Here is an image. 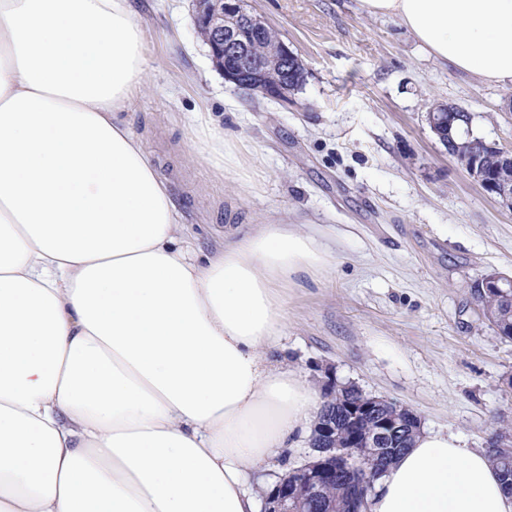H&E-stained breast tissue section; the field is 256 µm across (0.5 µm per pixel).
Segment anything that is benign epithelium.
I'll list each match as a JSON object with an SVG mask.
<instances>
[{"instance_id": "benign-epithelium-1", "label": "benign epithelium", "mask_w": 512, "mask_h": 512, "mask_svg": "<svg viewBox=\"0 0 512 512\" xmlns=\"http://www.w3.org/2000/svg\"><path fill=\"white\" fill-rule=\"evenodd\" d=\"M197 34L209 49V56L224 80L247 90L255 96L278 102L283 106L294 104L295 89L286 80L274 81L268 73L287 63L292 72L303 65L284 41H279L271 55L254 65L249 55L247 31L255 36L270 26L247 12L245 0H191ZM431 131L440 138L448 154L473 177L483 192L493 201L512 209V153L499 151V164L488 170L477 156L455 142L452 130L470 125L469 117L453 104L438 103L427 112ZM388 400L363 396L349 405L347 430L336 435V424L323 420L314 425L316 455L298 468L299 480L284 474L265 496L262 512H310L323 490L336 485V475L347 472L355 477L353 491L345 505V512H368L369 497L386 470L379 460H367L359 453L361 448H375L391 439L401 430L421 426L420 417L414 426H407L397 415L383 411ZM373 429H363L366 422Z\"/></svg>"}]
</instances>
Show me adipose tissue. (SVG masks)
<instances>
[{
    "mask_svg": "<svg viewBox=\"0 0 512 512\" xmlns=\"http://www.w3.org/2000/svg\"><path fill=\"white\" fill-rule=\"evenodd\" d=\"M437 63L512 85V0H359ZM131 0H0V512H256L247 486L322 400L267 352L329 257L285 224L205 261L122 119ZM201 160L249 174L222 131ZM369 512H512L487 452L420 433Z\"/></svg>",
    "mask_w": 512,
    "mask_h": 512,
    "instance_id": "obj_1",
    "label": "adipose tissue"
}]
</instances>
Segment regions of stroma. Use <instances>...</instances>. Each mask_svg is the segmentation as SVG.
Instances as JSON below:
<instances>
[{"label":"stroma","instance_id":"1","mask_svg":"<svg viewBox=\"0 0 512 512\" xmlns=\"http://www.w3.org/2000/svg\"><path fill=\"white\" fill-rule=\"evenodd\" d=\"M304 62L294 105L225 83L189 0H133L143 83L123 117L183 214L197 258L227 228L295 224L325 245L326 270L280 291L271 361L415 411L425 431L487 447L512 424V341L484 319L473 286L512 276V210L491 200L430 130L432 104L512 148V86L444 68L398 23L357 0H245ZM254 173L217 174L189 130L199 113Z\"/></svg>","mask_w":512,"mask_h":512}]
</instances>
